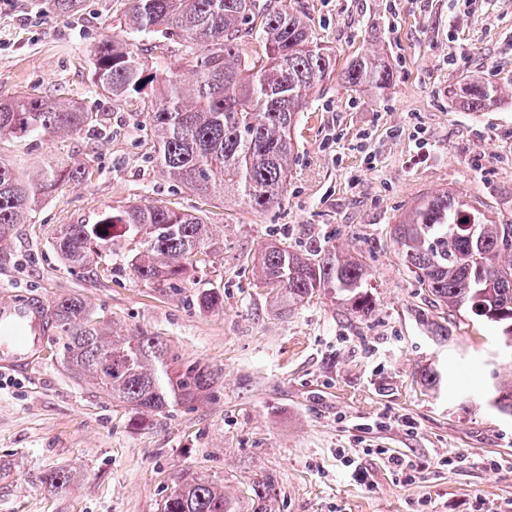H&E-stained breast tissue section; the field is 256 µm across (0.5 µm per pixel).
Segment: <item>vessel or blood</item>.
<instances>
[{"label":"vessel or blood","mask_w":512,"mask_h":512,"mask_svg":"<svg viewBox=\"0 0 512 512\" xmlns=\"http://www.w3.org/2000/svg\"><path fill=\"white\" fill-rule=\"evenodd\" d=\"M51 327L50 306L39 297L0 302V369L16 371L41 349Z\"/></svg>","instance_id":"1"}]
</instances>
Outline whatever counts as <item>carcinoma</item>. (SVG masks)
Here are the masks:
<instances>
[{"label": "carcinoma", "mask_w": 512, "mask_h": 512, "mask_svg": "<svg viewBox=\"0 0 512 512\" xmlns=\"http://www.w3.org/2000/svg\"><path fill=\"white\" fill-rule=\"evenodd\" d=\"M135 37L105 39L90 50L94 85L120 98L153 91L143 135L153 140L156 162L169 178L201 195L261 210L279 203L293 159L292 130L309 96L338 75L346 86L380 95L391 68L376 50H365L341 71L336 58L314 42L304 17L275 0H129ZM260 19L265 60L249 61L245 25ZM159 33L194 49L177 68L148 74L138 37ZM472 112L495 106L499 88L472 80L448 90ZM100 126L98 116L73 103L34 94L0 96V137L79 134ZM86 168L53 161L30 174L0 161V243L14 225L27 223L45 197ZM139 238L130 259L146 284L176 286L189 279L198 254L211 243L204 220L166 205L134 204L104 212L92 224H67L56 248L72 268L112 249L116 237ZM394 239L408 267L436 301L454 312L502 327L512 347V224L471 207L446 190L421 198L395 225ZM259 283L284 306L322 289L342 296L360 314L371 310L364 266L353 256L316 259L269 244L255 264ZM202 310L224 308L216 288L195 294ZM61 363L85 385L106 393L136 414L170 413L211 395L221 372L185 360L161 336H112L86 302L71 297L52 305ZM112 365L104 366V355ZM494 405L512 415V384H496ZM160 512H239L237 501L205 476L181 477Z\"/></svg>", "instance_id": "carcinoma-1"}]
</instances>
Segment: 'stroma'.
<instances>
[{
    "label": "stroma",
    "mask_w": 512,
    "mask_h": 512,
    "mask_svg": "<svg viewBox=\"0 0 512 512\" xmlns=\"http://www.w3.org/2000/svg\"><path fill=\"white\" fill-rule=\"evenodd\" d=\"M345 66L382 52L384 95L333 79L313 93L292 132L294 158L279 205L255 211L201 197L158 168L140 132L148 95L115 98L92 82L90 49L122 39L127 0H0V95L76 102L98 133L0 137V159L36 170L86 167L0 245V300L79 297L118 336L166 337L189 360L223 370L209 399L135 417L78 385L55 343L28 375H0V512H159L176 477L203 474L241 512H505L512 503V417L494 406L512 381L500 327L435 301L392 239L422 197L447 189L512 223V0H281ZM504 100L472 112L448 90L471 78ZM135 203L167 205L207 222L212 245L195 284L147 285L130 273L137 250L71 269L55 249L64 225ZM307 255L347 254L366 267L370 313L334 293L284 309L252 272L269 242ZM219 287L224 307L192 303ZM446 327L447 340L435 337ZM441 382L427 389L423 369ZM360 452L370 477L352 478ZM411 462L408 479L385 453ZM462 464L446 465L448 453ZM69 472L65 491L47 485ZM271 481L260 500L254 482Z\"/></svg>",
    "instance_id": "1"
}]
</instances>
